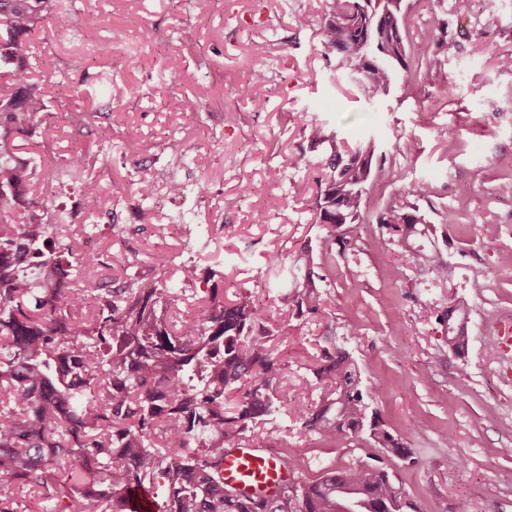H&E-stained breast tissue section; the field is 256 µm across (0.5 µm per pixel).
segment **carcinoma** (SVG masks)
Masks as SVG:
<instances>
[{
  "mask_svg": "<svg viewBox=\"0 0 512 512\" xmlns=\"http://www.w3.org/2000/svg\"><path fill=\"white\" fill-rule=\"evenodd\" d=\"M325 44L363 96H387L397 72L413 75L416 55L403 33L404 0H326ZM50 18L72 17L55 0H0V512L53 483L67 488L58 512H130L126 492L161 484V512H405L412 508L383 459L290 483L271 498L250 500L226 487L224 452L249 425L275 411L288 363L271 343L268 316L249 298L224 297L222 272L208 269L192 309L169 315V289L129 277L116 288L98 278L102 262L76 255L50 236L53 193L33 190V167L15 156L12 136H38L45 103L33 80L31 35ZM312 144H329L330 171L317 180L315 219L336 230L362 217L367 186L390 171L375 140L344 147L320 125ZM77 155L65 176L90 192ZM387 230L372 240L405 252L425 215L414 204L381 210ZM304 249L291 287L298 313L327 317ZM462 308L448 309V348L460 352ZM320 396L298 412L302 426L325 439L368 433L372 445L402 460L410 452L376 419H367L360 372L350 354H323L314 370ZM180 437L181 441L174 440Z\"/></svg>",
  "mask_w": 512,
  "mask_h": 512,
  "instance_id": "cac0c4a2",
  "label": "carcinoma"
}]
</instances>
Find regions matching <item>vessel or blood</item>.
<instances>
[{
    "instance_id": "b4317fda",
    "label": "vessel or blood",
    "mask_w": 512,
    "mask_h": 512,
    "mask_svg": "<svg viewBox=\"0 0 512 512\" xmlns=\"http://www.w3.org/2000/svg\"><path fill=\"white\" fill-rule=\"evenodd\" d=\"M224 484L258 498L277 494L289 478L283 462L275 456L247 446L230 449L224 457Z\"/></svg>"
}]
</instances>
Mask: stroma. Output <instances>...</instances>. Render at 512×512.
I'll list each match as a JSON object with an SVG mask.
<instances>
[{
    "mask_svg": "<svg viewBox=\"0 0 512 512\" xmlns=\"http://www.w3.org/2000/svg\"><path fill=\"white\" fill-rule=\"evenodd\" d=\"M405 4L410 44L433 35L454 51H435L420 80L398 76L389 96L371 102L324 43L325 0H57L76 22L62 32L39 25L31 63L51 115L19 150L38 162L41 181L61 175L74 149L87 155L109 212L104 223L56 232L76 250L95 240L112 264L106 279L159 276L189 296L200 287L181 281L179 265L217 263L226 297L268 310L288 377L275 414L244 441L296 459L293 481L357 469L379 453L363 434L326 440L300 428L297 410L319 397L313 370L324 350L340 347L357 364L370 412L412 454L387 466L415 512H512V379L501 377L512 351L497 342L499 321L512 317V264L503 262L512 253V68L498 62L512 56V0H478L464 15L455 0ZM89 14L98 19L91 27L82 23ZM258 57L259 108L240 91ZM312 123L342 145L375 139L393 173L369 188L363 221L345 225L343 245L315 222L330 147L312 145ZM289 153L298 166L283 167ZM176 162L190 174L187 237L144 221L136 207L140 181ZM420 181L432 191L420 204L423 244L455 266L449 283L371 244L374 215L411 202ZM449 213L454 223H445ZM306 246L327 276L323 321L298 315L282 286ZM273 253L280 266H269ZM160 255L170 259L161 273ZM457 303L468 336L459 354L448 349L444 316Z\"/></svg>",
    "mask_w": 512,
    "mask_h": 512,
    "instance_id": "obj_1",
    "label": "stroma"
}]
</instances>
